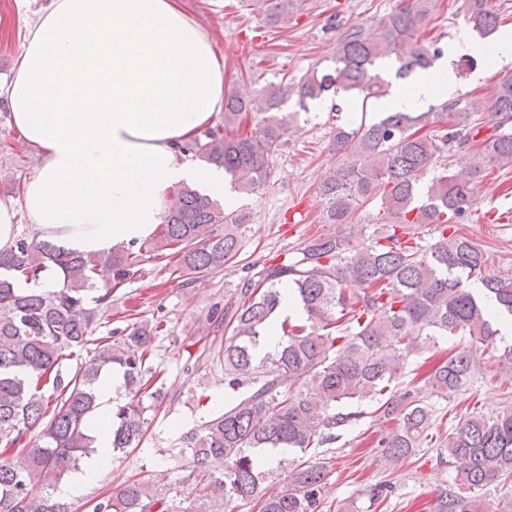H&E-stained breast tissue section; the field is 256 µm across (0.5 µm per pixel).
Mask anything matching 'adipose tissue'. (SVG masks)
<instances>
[{
    "mask_svg": "<svg viewBox=\"0 0 512 512\" xmlns=\"http://www.w3.org/2000/svg\"><path fill=\"white\" fill-rule=\"evenodd\" d=\"M447 60L416 77L393 108L454 89ZM224 102V64L180 0H49L28 33L0 103L43 157L19 196L0 201V248L26 213L39 238L78 254L155 235L178 185L224 191L223 170L180 153ZM112 379L99 384L89 429L96 453L65 491L109 460Z\"/></svg>",
    "mask_w": 512,
    "mask_h": 512,
    "instance_id": "adipose-tissue-1",
    "label": "adipose tissue"
}]
</instances>
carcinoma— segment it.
Listing matches in <instances>:
<instances>
[{
	"label": "carcinoma",
	"mask_w": 512,
	"mask_h": 512,
	"mask_svg": "<svg viewBox=\"0 0 512 512\" xmlns=\"http://www.w3.org/2000/svg\"><path fill=\"white\" fill-rule=\"evenodd\" d=\"M250 2L274 28L288 23L297 5ZM430 10L428 0H400L376 37L365 36L361 25L340 35L331 71L314 70L296 83L283 78L254 96L225 93L224 124L183 144L182 152L224 168L238 190L259 192L269 183L284 124L297 116L281 112L284 103L294 97L304 109L309 100L341 91L357 92L364 103L387 96L389 83L373 73L378 61L395 57L396 76L405 78L444 56L437 41L419 35ZM462 16L482 39L500 25L489 0H463ZM489 112L494 133L479 142L459 100L425 112H386L349 130L336 127L333 147L347 162L319 188L321 219L348 232L308 240L295 260L266 266L224 304L217 325L230 338L218 357L228 402L182 437L179 449L193 463L197 506L190 512H224L231 500L253 498L272 474L262 450L305 454L332 444L338 431L362 418L357 407L365 401L376 405L378 421L396 422L377 447L385 467H402L436 421L415 379L401 380L402 371L410 357L435 348L440 336L467 337L491 352L497 367L512 369V343L498 327L499 316H512V275L487 271L488 255L457 229L473 212L485 169L512 167V78L498 83ZM432 124L437 133H425ZM474 144L483 165L464 173L438 165L445 151ZM431 168L436 173L422 191L418 177ZM372 201L385 231L359 243L363 226L354 218ZM245 224L247 215L227 213L212 197L183 185L158 235L137 247L84 257L20 235L0 249V512H73L51 489L94 452L86 419L106 368L122 369L126 395L112 415V454L140 446L148 424L144 365L158 325L133 323L95 338L99 314L147 253L170 251L190 279L224 269L241 250ZM412 224L434 227L433 238L411 234ZM100 266L112 272L104 285L95 278ZM49 268L62 277L60 288H15L19 279L38 282ZM286 286L304 316L281 321L278 348L260 357L256 347L276 319ZM89 345L94 349L87 361L73 372L62 369L66 352ZM482 371L471 347L460 344L423 376L432 394L446 401ZM13 453L24 454L26 465L15 466ZM457 461L464 467L438 495L434 512H487L478 491L494 483L512 488V409L459 422L437 456L443 467ZM324 477L322 465L295 464L283 487L264 496L261 512H317ZM170 493L133 481L98 499L93 512H178Z\"/></svg>",
	"instance_id": "cac0c4a2"
}]
</instances>
